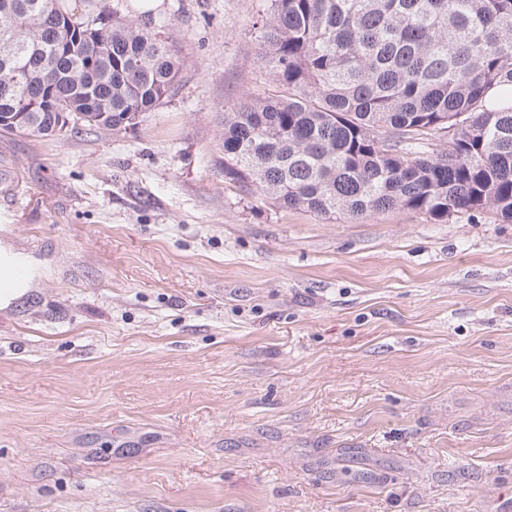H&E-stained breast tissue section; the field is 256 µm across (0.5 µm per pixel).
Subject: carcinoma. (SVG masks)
<instances>
[{"mask_svg":"<svg viewBox=\"0 0 512 512\" xmlns=\"http://www.w3.org/2000/svg\"><path fill=\"white\" fill-rule=\"evenodd\" d=\"M256 22L277 91L224 113V179L350 221L407 209L512 223V0H270ZM0 132L60 115L115 130L159 106L178 51L109 0H0ZM105 99L112 117L83 109ZM448 138V153L425 151Z\"/></svg>","mask_w":512,"mask_h":512,"instance_id":"obj_1","label":"carcinoma"}]
</instances>
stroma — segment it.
<instances>
[{
    "label": "stroma",
    "mask_w": 512,
    "mask_h": 512,
    "mask_svg": "<svg viewBox=\"0 0 512 512\" xmlns=\"http://www.w3.org/2000/svg\"><path fill=\"white\" fill-rule=\"evenodd\" d=\"M182 67L112 131L0 133V512H498L512 223L351 222L224 179L269 0H164ZM1 274L2 278H4L5 274H8L13 279L19 280L15 281L4 278L2 285L0 286V308H7L13 301L19 298L28 290V288H30L32 277L29 276L26 281L22 280L25 278L26 272L21 267H12L7 271L2 267Z\"/></svg>",
    "instance_id": "obj_1"
}]
</instances>
